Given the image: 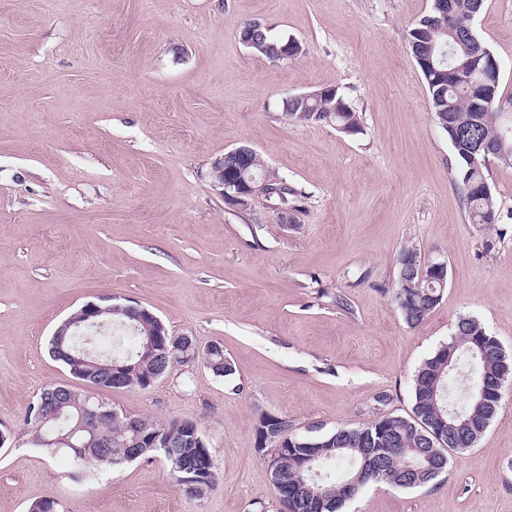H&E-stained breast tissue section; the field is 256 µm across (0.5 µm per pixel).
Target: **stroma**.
Instances as JSON below:
<instances>
[{
  "label": "stroma",
  "mask_w": 512,
  "mask_h": 512,
  "mask_svg": "<svg viewBox=\"0 0 512 512\" xmlns=\"http://www.w3.org/2000/svg\"><path fill=\"white\" fill-rule=\"evenodd\" d=\"M432 0H0V512H277L259 413L302 435L411 416L417 367L477 318L512 356V167L490 165L499 222L471 223L458 161L406 34ZM258 20L302 47L271 61L239 40ZM473 29L512 95V0ZM338 87L349 135L283 102ZM246 144L298 195L293 222L255 195L225 203L213 160ZM448 265L409 326L393 300L405 247ZM138 304L176 336L220 342L227 379L177 364L146 389H99L129 416L196 420L220 484L196 500L162 460L75 476L32 446L29 405L68 371L48 352L88 302ZM386 403H377L379 395ZM345 512H512V383L474 448L434 487L369 485Z\"/></svg>",
  "instance_id": "obj_1"
}]
</instances>
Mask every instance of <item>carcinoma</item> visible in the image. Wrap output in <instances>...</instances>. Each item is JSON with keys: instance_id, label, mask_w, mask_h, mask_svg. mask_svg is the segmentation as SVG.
<instances>
[{"instance_id": "carcinoma-1", "label": "carcinoma", "mask_w": 512, "mask_h": 512, "mask_svg": "<svg viewBox=\"0 0 512 512\" xmlns=\"http://www.w3.org/2000/svg\"><path fill=\"white\" fill-rule=\"evenodd\" d=\"M462 28L448 26L444 8L433 5L430 14L422 17L407 33V46L425 80L430 95L431 111L439 123L450 122L448 139L459 161L458 177L463 191V204L473 224L491 226L498 222L492 193L485 189L489 168L470 165L469 155L474 144L485 145L490 152L499 149L512 153V132L504 130L500 92H495L492 107L474 111V96L478 90L456 80L454 71H473L486 83L499 88V65L494 57L475 51L473 40L461 35ZM292 38L266 34L261 40L264 50L255 54L270 59L283 52V46ZM317 95L308 98L290 96L283 101L289 115L304 121L332 123L339 130L356 134L361 130L358 112L346 101L335 86L316 89ZM249 171L259 180L268 182L271 197L288 207L292 190L277 174L264 168L259 157L250 159ZM417 252L404 248L396 260L398 288L394 302L405 322L420 324L440 301L444 282L429 267L414 265ZM112 320L117 336L96 337L97 347L123 365L121 377L109 382L100 379V388L144 389L149 380L169 373L173 363H189L195 355L182 337L166 334L162 348L154 358L138 355L143 340L139 328L148 320L139 308H125L105 315ZM75 337L52 335L49 351L52 357L65 365L73 379L88 382L90 368L72 360L65 352ZM211 371L219 378L235 373L230 359L224 356V345L214 344L209 351ZM512 377V359L505 353L499 340L489 334L481 322L471 316H460L450 339L426 358L413 377V416H381L358 427L338 428L320 437H304L294 431L286 416L258 415L256 422L257 447L269 451L286 448L288 454L278 455L270 467L276 492L288 490L289 512H312L310 502L321 499L323 512H339L344 502L354 497L371 483L385 484L396 490H413L434 485L447 468L450 453L476 446L489 427L502 399L504 382ZM483 386L487 400L476 404L474 389ZM75 407L61 406L49 394H40L28 408L25 425L35 442L50 439L56 432L74 426ZM94 430L108 436L103 452L110 462L102 467L114 469L123 465L128 456V444L135 434L144 436L139 444V459L150 461L156 457L165 460L176 489L197 499L204 498L217 484L218 470L211 462L212 451L198 447L191 433L201 432L192 419L154 421L145 417L124 414ZM164 432L173 441L171 448H154L146 437ZM361 448H372L378 453L376 470L367 479H360L350 488L362 463ZM414 448H422L432 468L416 474L405 470V460Z\"/></svg>"}]
</instances>
